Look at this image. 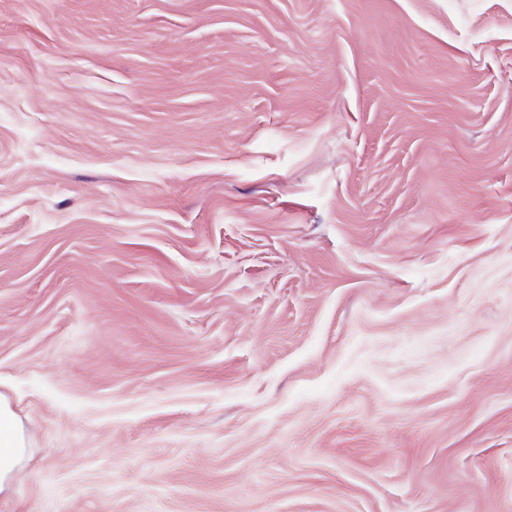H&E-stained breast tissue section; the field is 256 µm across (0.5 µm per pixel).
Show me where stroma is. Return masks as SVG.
<instances>
[{"mask_svg":"<svg viewBox=\"0 0 512 512\" xmlns=\"http://www.w3.org/2000/svg\"><path fill=\"white\" fill-rule=\"evenodd\" d=\"M0 512H512V0H0ZM23 455L21 424L9 402L0 400V492L7 488Z\"/></svg>","mask_w":512,"mask_h":512,"instance_id":"stroma-1","label":"stroma"}]
</instances>
